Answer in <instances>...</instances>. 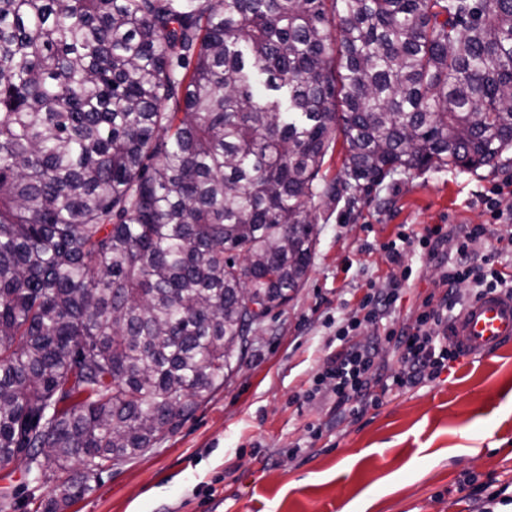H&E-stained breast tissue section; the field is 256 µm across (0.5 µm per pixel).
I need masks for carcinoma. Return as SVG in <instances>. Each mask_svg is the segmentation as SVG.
<instances>
[{
	"label": "carcinoma",
	"mask_w": 512,
	"mask_h": 512,
	"mask_svg": "<svg viewBox=\"0 0 512 512\" xmlns=\"http://www.w3.org/2000/svg\"><path fill=\"white\" fill-rule=\"evenodd\" d=\"M510 149L512 0H0V469L83 498L231 378L316 203Z\"/></svg>",
	"instance_id": "carcinoma-1"
}]
</instances>
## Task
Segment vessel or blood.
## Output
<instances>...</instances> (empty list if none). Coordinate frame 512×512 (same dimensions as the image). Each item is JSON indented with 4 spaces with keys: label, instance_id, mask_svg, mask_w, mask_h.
Segmentation results:
<instances>
[{
    "label": "vessel or blood",
    "instance_id": "vessel-or-blood-1",
    "mask_svg": "<svg viewBox=\"0 0 512 512\" xmlns=\"http://www.w3.org/2000/svg\"><path fill=\"white\" fill-rule=\"evenodd\" d=\"M448 334L462 355H489L512 339V296L489 292L472 301L453 319Z\"/></svg>",
    "mask_w": 512,
    "mask_h": 512
}]
</instances>
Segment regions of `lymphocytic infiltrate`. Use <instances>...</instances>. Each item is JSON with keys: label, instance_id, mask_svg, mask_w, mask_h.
I'll use <instances>...</instances> for the list:
<instances>
[{"label": "lymphocytic infiltrate", "instance_id": "f902f5d3", "mask_svg": "<svg viewBox=\"0 0 512 512\" xmlns=\"http://www.w3.org/2000/svg\"><path fill=\"white\" fill-rule=\"evenodd\" d=\"M447 234V227L437 224L428 228L424 235L403 234L398 242L387 244L389 260L395 267L390 288L366 296L359 314L341 322L338 335H349L362 323L375 324L396 312L401 300L400 288L412 275L411 265L403 261L405 248L417 249L428 258L438 259L444 292L415 327L364 337L361 342L328 358L319 379L328 383L336 396L337 417L358 412L365 404L372 384H380L385 392L394 386L412 387L438 378L449 362L458 358V351L448 344V323L456 307L463 303L456 291L457 284L470 283L480 295L488 291L512 292V275L495 269L494 256L486 249L485 225H462L458 230L459 245L455 256L441 259L437 250ZM386 341L400 348L401 368L383 384L375 371L374 360L380 345Z\"/></svg>", "mask_w": 512, "mask_h": 512}]
</instances>
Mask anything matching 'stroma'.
<instances>
[{
  "mask_svg": "<svg viewBox=\"0 0 512 512\" xmlns=\"http://www.w3.org/2000/svg\"><path fill=\"white\" fill-rule=\"evenodd\" d=\"M508 181L512 152L475 171L399 170L357 200L319 203L308 279L255 327L232 378L62 512H468L471 495L512 485V343L341 420L330 390L312 391L345 345L339 323L388 286L384 243L402 230L492 223L484 199ZM406 261L413 275L390 329L414 326L443 293L437 261ZM7 489L16 512H40L55 484L10 467L0 469Z\"/></svg>",
  "mask_w": 512,
  "mask_h": 512,
  "instance_id": "1",
  "label": "stroma"
}]
</instances>
